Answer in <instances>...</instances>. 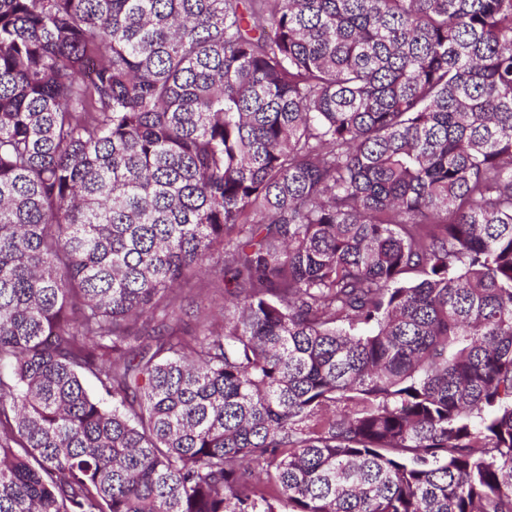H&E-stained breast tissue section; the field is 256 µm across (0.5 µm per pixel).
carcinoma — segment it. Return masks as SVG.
I'll list each match as a JSON object with an SVG mask.
<instances>
[{"instance_id": "obj_1", "label": "carcinoma", "mask_w": 512, "mask_h": 512, "mask_svg": "<svg viewBox=\"0 0 512 512\" xmlns=\"http://www.w3.org/2000/svg\"><path fill=\"white\" fill-rule=\"evenodd\" d=\"M0 512H512V0H0ZM224 270V250L220 249L214 254L209 269L200 277L199 282L192 288L190 293V312L196 311L203 314L218 313L223 303L221 291L214 288L221 283Z\"/></svg>"}]
</instances>
